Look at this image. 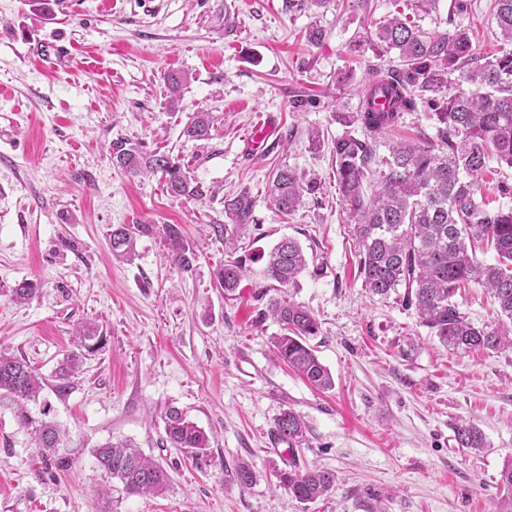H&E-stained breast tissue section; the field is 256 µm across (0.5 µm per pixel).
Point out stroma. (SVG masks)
I'll return each mask as SVG.
<instances>
[{"label": "stroma", "instance_id": "1", "mask_svg": "<svg viewBox=\"0 0 512 512\" xmlns=\"http://www.w3.org/2000/svg\"><path fill=\"white\" fill-rule=\"evenodd\" d=\"M412 2L289 11L283 0H57L47 18L29 0H0V350L44 378L29 409L48 408L65 431L59 451L73 461L67 472L45 469L14 406L0 400V512H497L499 473L512 458V349H448L415 310L371 295L336 186L337 113L357 111L358 87L398 63L367 35ZM420 24L469 30L483 55L499 48L489 0H436ZM314 28L322 37L312 44ZM174 70L190 80L172 111L165 77ZM198 110L218 118L211 140L182 134ZM269 112L280 130L267 152L248 155L245 138ZM429 113L424 104L405 113L378 155L396 141L435 139ZM119 137L169 152L200 195L175 200L157 177L115 168L107 147ZM284 165L322 182L288 217L268 194ZM243 188L256 198L255 222L230 254L246 271L228 298L215 280L228 254L212 227L224 220L225 195ZM114 224L180 225L198 246L192 272L171 265L157 235L138 239L133 262L113 260ZM285 237L308 261L288 292L320 323L309 343L335 380L325 393L275 358L281 329L258 316L259 255ZM25 279L40 281L41 295L12 302ZM87 322L101 346L56 394L54 371ZM170 408L208 433L209 465L164 442ZM287 408L307 425L293 451L271 436ZM463 421L483 431L485 448L458 447ZM107 440L162 463L167 492L131 495L105 478L93 450ZM241 460L254 475L246 488L234 480ZM291 464L335 472V490L295 502L272 472Z\"/></svg>", "mask_w": 512, "mask_h": 512}]
</instances>
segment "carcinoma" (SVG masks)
Instances as JSON below:
<instances>
[{"label": "carcinoma", "mask_w": 512, "mask_h": 512, "mask_svg": "<svg viewBox=\"0 0 512 512\" xmlns=\"http://www.w3.org/2000/svg\"><path fill=\"white\" fill-rule=\"evenodd\" d=\"M500 30L501 48L491 57L474 51L469 32L456 28L426 32L402 13L379 25L374 41L387 51L398 52L399 67L373 77L359 90L362 103L355 112L339 116L347 127L361 128L362 136L344 132L334 142L336 183L349 206L359 243L358 269L368 290L387 297L404 289L400 300L413 308L421 324L445 347L461 351L512 349V205L490 206L480 182L490 159L512 168V0H492ZM468 84L460 88V82ZM168 106L175 109L188 76H166ZM383 86L388 110L376 111L372 96ZM425 102L438 124L437 141L398 143L389 155L378 156L377 139L394 130L402 113ZM216 116L199 110L183 128L189 139H211ZM112 164L132 175H160L163 189L172 199L200 194L199 187L180 163L161 150L143 151L118 138L110 144ZM320 189L317 179L287 166L275 170L270 196L285 215L295 213L303 197ZM255 199L243 189L224 198L225 222L213 225L215 236L232 248L247 226L255 223ZM162 231L171 264L179 271L193 270L196 253L176 224H116L108 234L112 256L131 261L138 238ZM494 252L488 263L479 254ZM300 243L292 238L278 242L268 253L263 276L268 281L258 293L264 303L261 315L277 322L282 334L272 344L276 356L305 382L319 391L335 386L330 370L321 362L308 339L319 333L313 313L288 293L270 297L286 288L306 270ZM244 274L242 261H226L215 277L224 294H232ZM474 282L486 288L498 306L494 324L477 326L461 312L455 296ZM38 284L23 280L10 290L11 301L28 302ZM82 347L92 353L101 341L97 328L84 324L78 332ZM84 354H73L55 372L54 390L62 395L71 389ZM43 377L26 360L0 351V398L17 406L20 424L30 428L38 447H57L58 427L32 418L26 409L44 390ZM301 415L288 409L274 420L273 433L288 446L305 438ZM459 447H485L480 429L469 422L455 427ZM164 440L195 463L208 458L210 437L181 412L170 409L164 420ZM98 467L123 484L131 495L164 494L170 485L167 469L130 443L103 442L93 449ZM279 483L298 503H314L336 487V474L311 468L305 471L274 469Z\"/></svg>", "instance_id": "1"}]
</instances>
